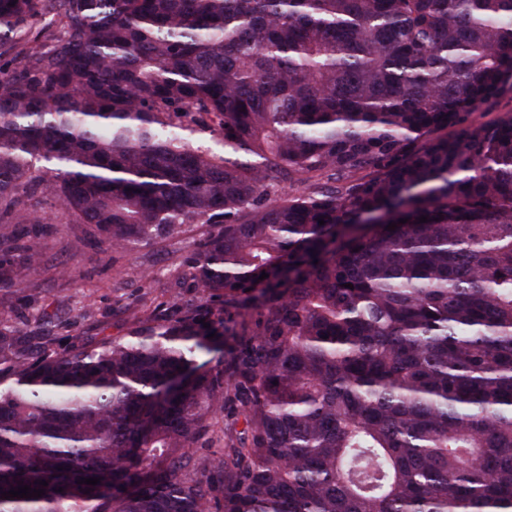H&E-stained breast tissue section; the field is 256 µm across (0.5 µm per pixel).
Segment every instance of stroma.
Instances as JSON below:
<instances>
[{
    "label": "stroma",
    "mask_w": 512,
    "mask_h": 512,
    "mask_svg": "<svg viewBox=\"0 0 512 512\" xmlns=\"http://www.w3.org/2000/svg\"><path fill=\"white\" fill-rule=\"evenodd\" d=\"M39 207L51 225L37 235L44 263L31 287L2 290L0 301L11 306L14 322L22 326H34L44 314L65 320L59 348H68L76 336L123 335L131 314H153L171 293L199 297L184 261L186 249L159 242L115 253L95 245L88 226L68 223L51 198L41 199Z\"/></svg>",
    "instance_id": "1"
}]
</instances>
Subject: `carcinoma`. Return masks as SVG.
Masks as SVG:
<instances>
[{
    "mask_svg": "<svg viewBox=\"0 0 512 512\" xmlns=\"http://www.w3.org/2000/svg\"><path fill=\"white\" fill-rule=\"evenodd\" d=\"M508 91L512 0H0V290L32 189L209 226L122 336L0 318V512H512Z\"/></svg>",
    "mask_w": 512,
    "mask_h": 512,
    "instance_id": "carcinoma-1",
    "label": "carcinoma"
}]
</instances>
